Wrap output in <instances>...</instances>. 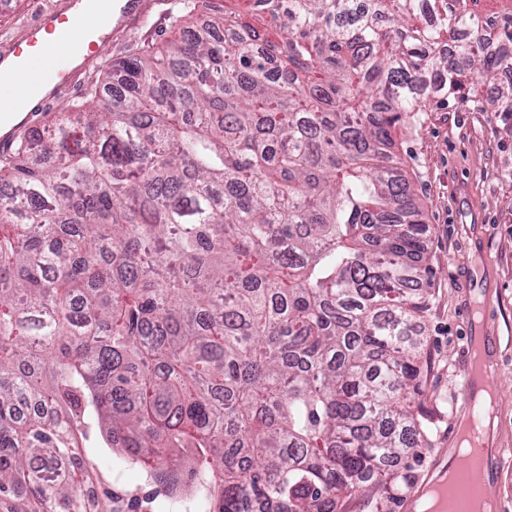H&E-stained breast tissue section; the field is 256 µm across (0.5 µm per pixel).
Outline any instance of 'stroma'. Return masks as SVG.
<instances>
[{"instance_id": "stroma-1", "label": "stroma", "mask_w": 512, "mask_h": 512, "mask_svg": "<svg viewBox=\"0 0 512 512\" xmlns=\"http://www.w3.org/2000/svg\"><path fill=\"white\" fill-rule=\"evenodd\" d=\"M66 5L0 0V49L22 37L39 13ZM188 23L178 15V0H151L145 19L113 38L102 67L83 75L79 89L62 95L53 112L80 101L100 83L105 66L144 44L162 46ZM392 136L429 226L425 262L434 276L421 393L412 406L430 428V446L409 458V488L377 503L344 497L336 512H412L434 461L446 459L458 438L459 390L475 330L492 341L498 424L489 491L512 512V128L493 109L479 112L466 100L432 99L417 127H397Z\"/></svg>"}]
</instances>
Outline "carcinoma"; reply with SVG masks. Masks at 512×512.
<instances>
[{"instance_id": "carcinoma-1", "label": "carcinoma", "mask_w": 512, "mask_h": 512, "mask_svg": "<svg viewBox=\"0 0 512 512\" xmlns=\"http://www.w3.org/2000/svg\"><path fill=\"white\" fill-rule=\"evenodd\" d=\"M0 159V512H335L426 433V224L391 130L512 72V0H244ZM426 14L428 22L413 19ZM492 105L512 121V83ZM140 473L114 499L85 441Z\"/></svg>"}]
</instances>
